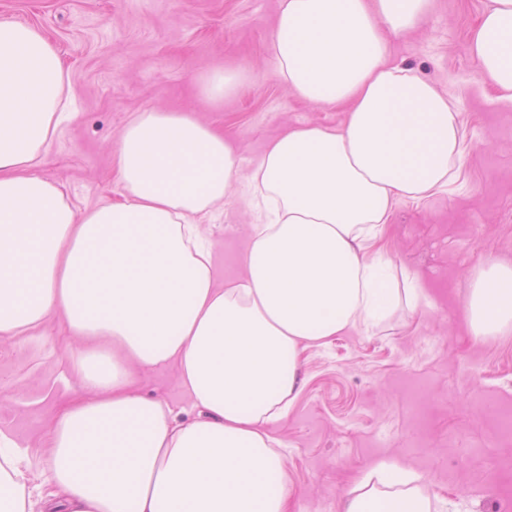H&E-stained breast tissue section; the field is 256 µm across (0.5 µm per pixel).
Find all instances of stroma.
<instances>
[{"label": "stroma", "instance_id": "35a3bbf8", "mask_svg": "<svg viewBox=\"0 0 512 512\" xmlns=\"http://www.w3.org/2000/svg\"><path fill=\"white\" fill-rule=\"evenodd\" d=\"M489 0H439L419 28L391 39L394 60L452 93L471 146L460 182L420 204L398 205L378 245L415 272L433 301L398 309L367 333L305 350V387L275 435L287 445L288 512H341L360 473L395 460L430 500L474 512L512 502V332L476 338L464 315L485 261H512V107H493L469 42ZM279 0H0V19L28 23L58 47L76 114L52 144L39 176L91 209L122 199L113 149L139 112L189 114L223 133L240 160L229 200L200 224L214 273H243L253 220L244 193L268 144L287 128L336 126L340 107L312 108L271 74ZM230 68L246 80L221 102L200 77ZM65 331L48 324L23 343L0 339V431L42 456L58 407L80 393ZM139 391L187 405L172 365L142 369Z\"/></svg>", "mask_w": 512, "mask_h": 512}]
</instances>
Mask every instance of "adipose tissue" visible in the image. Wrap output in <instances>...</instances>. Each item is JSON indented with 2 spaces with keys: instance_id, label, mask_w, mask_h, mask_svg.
Masks as SVG:
<instances>
[{
  "instance_id": "ef3b65f1",
  "label": "adipose tissue",
  "mask_w": 512,
  "mask_h": 512,
  "mask_svg": "<svg viewBox=\"0 0 512 512\" xmlns=\"http://www.w3.org/2000/svg\"><path fill=\"white\" fill-rule=\"evenodd\" d=\"M436 0H280L274 78L336 126L288 129L250 177L257 218L244 273L217 283L196 224L230 193L239 158L192 117L137 113L115 151L124 200L82 212L35 173L73 116L75 93L38 28L0 20V336L62 322L82 394L47 427L41 482L0 433V512H288L272 425L303 389V351L369 331L431 300L376 249L398 203L461 174L460 115L389 39ZM470 53L512 107V0H491ZM474 336L512 329V266L487 260L470 284ZM177 363L193 418L138 392L140 369ZM395 461L364 472L342 512H431Z\"/></svg>"
}]
</instances>
